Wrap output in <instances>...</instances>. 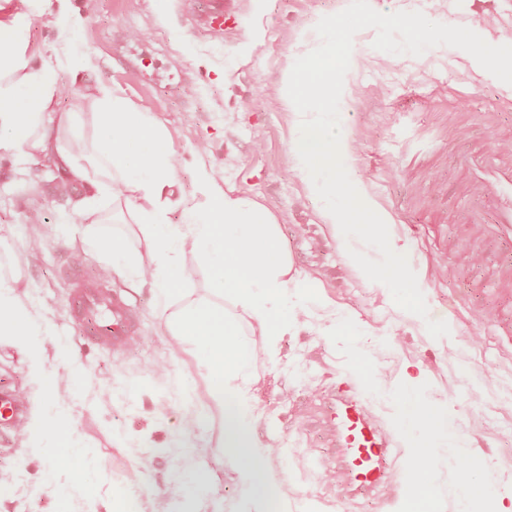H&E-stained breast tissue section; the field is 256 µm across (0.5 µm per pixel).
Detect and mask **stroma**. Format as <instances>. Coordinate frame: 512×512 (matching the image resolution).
Returning <instances> with one entry per match:
<instances>
[{
  "label": "stroma",
  "instance_id": "obj_1",
  "mask_svg": "<svg viewBox=\"0 0 512 512\" xmlns=\"http://www.w3.org/2000/svg\"><path fill=\"white\" fill-rule=\"evenodd\" d=\"M349 2L231 0L236 22L220 39L190 26V8L205 9V0H95L91 10L85 0H69L60 19L43 0L19 11L12 0H0V22L20 27L32 65L59 57L68 94L103 84L152 113L173 143L184 191L202 163L240 196L269 207L296 267L311 275L318 303L274 352L253 362L257 432L272 445V477L260 489L264 512H512V338L487 318L485 294L501 259L512 257V243L472 245L465 225L433 221L456 204L458 153L512 138V111H502L495 134L479 118L490 105L512 101V85L458 48L394 55L374 48L375 30L354 37L340 101L345 167L385 221L391 247L405 250L430 317L446 318L449 335L435 339L389 289L352 271L321 200L288 159L294 114L277 99L288 78L285 61L298 43L319 45L317 22ZM370 4L382 13L419 11L440 23L455 15L485 41L512 45V0ZM85 192L63 168L0 151V275L26 283L30 303L62 342L50 364L71 378L66 438L79 442L84 467L76 487L52 475L63 440L42 433L39 421L57 406L44 397L31 362L1 338L0 386L25 398L27 415L23 428H0V512H106L112 503L116 512H141L150 499L181 512L184 499L174 489L200 470L211 482L194 496V512H248L229 465L208 445L209 420H187V391L203 390L207 378L194 346L177 343L164 326L179 296L160 297L117 273L104 276L111 257L89 245L88 221L74 207ZM69 266L106 277L137 309L141 335L123 355L97 349L69 323ZM183 267L184 287L233 314L206 265L188 258ZM325 308L341 313L345 335H321ZM419 367L427 374L413 397L427 406L447 403L482 472L496 476L486 496L468 505L449 497L442 473L432 499L413 500L404 445L378 491L352 497L321 479L330 449L316 408L348 381L399 432L395 394Z\"/></svg>",
  "mask_w": 512,
  "mask_h": 512
}]
</instances>
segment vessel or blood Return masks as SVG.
<instances>
[{"label": "vessel or blood", "mask_w": 512, "mask_h": 512, "mask_svg": "<svg viewBox=\"0 0 512 512\" xmlns=\"http://www.w3.org/2000/svg\"><path fill=\"white\" fill-rule=\"evenodd\" d=\"M464 178L459 186L460 209L484 237L512 239V154L497 149L461 155ZM69 315L86 336L113 353L126 351L139 336V319L125 293L71 268ZM22 406L13 392L0 387V424L18 421ZM320 421L339 460L344 485L372 492L385 482L391 454L387 435L366 410L361 392L351 384L338 388L334 403L323 408Z\"/></svg>", "instance_id": "obj_1"}]
</instances>
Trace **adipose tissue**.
<instances>
[{
    "mask_svg": "<svg viewBox=\"0 0 512 512\" xmlns=\"http://www.w3.org/2000/svg\"><path fill=\"white\" fill-rule=\"evenodd\" d=\"M21 32L0 24V150L61 161L70 181L85 185L79 207L101 223L99 198L130 207L139 245L125 251L118 240L97 246L112 256V269L132 274L166 295L183 275L181 261L192 256L207 265L238 310L227 318L205 302L186 300L167 326L192 340L212 381L200 401L213 428L209 442L219 448L238 486L252 492L268 479V446L256 433L258 414L249 367L257 347L273 348L292 331L297 312L311 297L309 277L296 269L280 243L273 213L224 185L214 168L199 166L194 190L180 189L169 136L151 113L136 111L118 90L87 89L70 109L60 110V59L45 58L31 68L19 48ZM91 106L100 133L86 152L61 151L50 128H69L75 114ZM180 223H173V213ZM0 336L12 337L39 372L43 393L61 401V376L47 365L50 330L34 306L23 300L19 278L0 276ZM400 416L411 439L408 475L417 495L428 492L422 477L445 466L448 451L464 445L447 406L421 407L403 397Z\"/></svg>",
    "mask_w": 512,
    "mask_h": 512,
    "instance_id": "adipose-tissue-1",
    "label": "adipose tissue"
}]
</instances>
